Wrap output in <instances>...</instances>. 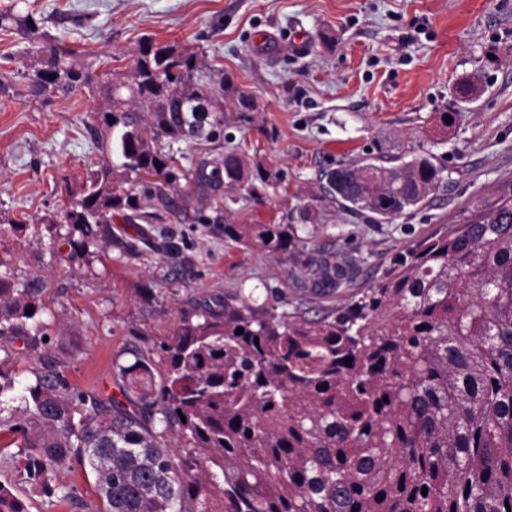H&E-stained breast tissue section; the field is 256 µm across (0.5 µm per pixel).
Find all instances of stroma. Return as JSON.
Wrapping results in <instances>:
<instances>
[{"label": "stroma", "mask_w": 512, "mask_h": 512, "mask_svg": "<svg viewBox=\"0 0 512 512\" xmlns=\"http://www.w3.org/2000/svg\"><path fill=\"white\" fill-rule=\"evenodd\" d=\"M8 11L31 15L77 64L130 71L148 39L196 55L199 80L224 106V134L174 143L178 164L219 161L239 148L271 181L224 190L226 223L289 224L295 234L291 256L275 257L178 222L150 201L132 224L112 213L113 234L136 242V251L102 239L71 256L60 212L102 160L84 127L98 101L82 92L24 97L21 76L42 68L44 56L19 28L0 29V217L25 223L0 228V261L16 277L49 282L36 315L42 343L15 341L5 367L16 413L0 426V483L28 512L99 505L89 465L56 467L50 498L27 481L34 427L23 395L42 362L111 406L121 396L117 364L160 359L195 306L254 288L280 312L339 309L396 254L462 223L471 200L495 199L512 184V0H0ZM469 77L482 92L464 101L457 88ZM241 91L256 110L241 111ZM443 112L454 113L452 125L442 126ZM419 146L446 177L421 207L377 223L342 210L328 193L326 170ZM345 253L359 259L353 288L315 293L310 264Z\"/></svg>", "instance_id": "35a3bbf8"}]
</instances>
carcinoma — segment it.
I'll use <instances>...</instances> for the list:
<instances>
[{
  "label": "carcinoma",
  "mask_w": 512,
  "mask_h": 512,
  "mask_svg": "<svg viewBox=\"0 0 512 512\" xmlns=\"http://www.w3.org/2000/svg\"><path fill=\"white\" fill-rule=\"evenodd\" d=\"M32 42L34 19L0 13ZM45 66L27 95L77 89L105 106L87 122L105 156L61 219L80 233L71 250L112 235V211L141 217L157 201L188 224H221L224 237L272 254L293 246L286 224H226V187L269 183L267 169L230 149L186 169L171 144L204 117L224 133V106L197 80L193 54L147 41L126 74L78 67L73 51L41 42ZM55 78H50V75ZM445 169L420 149L394 160L362 158L326 173L336 201L393 219L419 207ZM187 183L184 188L181 183ZM211 200L189 210L188 193ZM465 223L435 231L336 314L309 318L256 304L255 290L185 313L162 345L117 365L130 408L101 410L47 362L27 387L26 410L50 435L25 469L52 495L49 473L74 457L95 474L96 512H507L512 508V185L477 198ZM353 259L323 258L322 288L350 287ZM47 290L40 277L0 274V411L14 380L3 364ZM33 313H26L27 309ZM243 333H236L237 329ZM159 414V426L144 417ZM179 445L171 450L170 432ZM427 494H422V490ZM0 512H26L0 484Z\"/></svg>",
  "instance_id": "carcinoma-1"
}]
</instances>
